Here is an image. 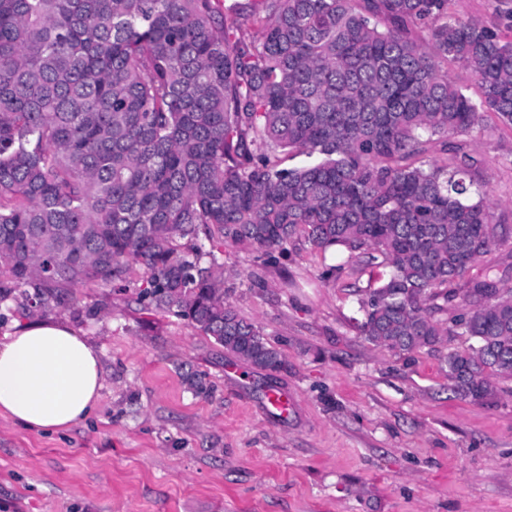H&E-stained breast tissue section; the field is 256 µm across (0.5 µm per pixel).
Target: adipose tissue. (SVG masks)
<instances>
[{
  "instance_id": "1",
  "label": "adipose tissue",
  "mask_w": 512,
  "mask_h": 512,
  "mask_svg": "<svg viewBox=\"0 0 512 512\" xmlns=\"http://www.w3.org/2000/svg\"><path fill=\"white\" fill-rule=\"evenodd\" d=\"M102 387L98 351L70 326L39 321L0 339V413L56 433L83 420Z\"/></svg>"
}]
</instances>
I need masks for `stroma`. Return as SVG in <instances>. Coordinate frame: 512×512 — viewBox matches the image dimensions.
<instances>
[{
  "mask_svg": "<svg viewBox=\"0 0 512 512\" xmlns=\"http://www.w3.org/2000/svg\"><path fill=\"white\" fill-rule=\"evenodd\" d=\"M464 140L512 227V127L487 113ZM223 259L230 302L287 371L241 368L135 288L76 289L51 316L99 350L100 398L61 433L0 416V512H512V378L473 400L445 372L465 338L406 356L368 343L367 282L335 272L345 250L297 239L270 267L230 246ZM191 371L209 396L189 390Z\"/></svg>",
  "mask_w": 512,
  "mask_h": 512,
  "instance_id": "stroma-1",
  "label": "stroma"
}]
</instances>
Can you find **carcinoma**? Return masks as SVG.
Wrapping results in <instances>:
<instances>
[{
    "instance_id": "cac0c4a2",
    "label": "carcinoma",
    "mask_w": 512,
    "mask_h": 512,
    "mask_svg": "<svg viewBox=\"0 0 512 512\" xmlns=\"http://www.w3.org/2000/svg\"><path fill=\"white\" fill-rule=\"evenodd\" d=\"M258 2L0 0V303L44 313L138 271L139 304L273 376L281 351L205 243L272 266L303 238L363 255L337 271L371 269L369 343L465 336L448 379L493 395L512 377V289L462 279L507 239L455 138L485 112L512 125V39L449 20V0ZM289 153L316 160L283 168Z\"/></svg>"
}]
</instances>
